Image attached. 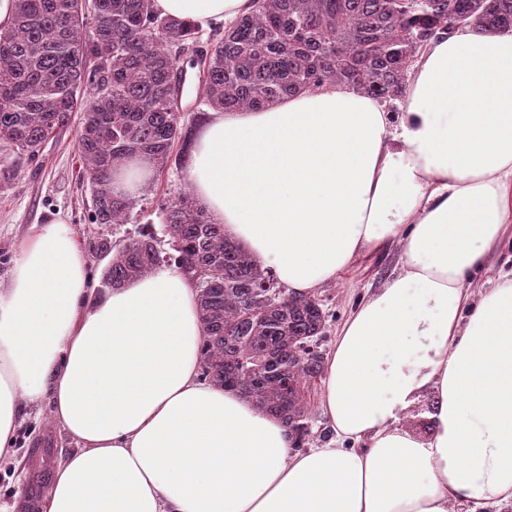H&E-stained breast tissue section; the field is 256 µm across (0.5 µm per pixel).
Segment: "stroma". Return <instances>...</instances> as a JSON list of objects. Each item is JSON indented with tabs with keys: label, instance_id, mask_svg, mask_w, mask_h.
<instances>
[{
	"label": "stroma",
	"instance_id": "1",
	"mask_svg": "<svg viewBox=\"0 0 512 512\" xmlns=\"http://www.w3.org/2000/svg\"><path fill=\"white\" fill-rule=\"evenodd\" d=\"M76 124H69L47 142L38 157L17 163L12 152L0 148V169L17 167L15 177L0 178V281L6 280L22 241L35 226L62 219L77 242L100 232L120 246L140 233H156L158 248L171 247L161 233V206L188 185V165L170 164L154 175L128 224L98 226L90 223V192L83 179L82 163L76 149ZM398 266L397 251L376 252L351 265L332 284L323 287L318 298L326 313V324L318 339L320 352H328L336 332L352 307ZM77 449L75 442L51 416L49 399L23 404L11 452L0 457V512H16L15 505L31 474L53 473Z\"/></svg>",
	"mask_w": 512,
	"mask_h": 512
}]
</instances>
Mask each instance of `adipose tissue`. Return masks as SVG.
<instances>
[{
    "label": "adipose tissue",
    "instance_id": "1",
    "mask_svg": "<svg viewBox=\"0 0 512 512\" xmlns=\"http://www.w3.org/2000/svg\"><path fill=\"white\" fill-rule=\"evenodd\" d=\"M209 30L251 0H153ZM191 191L288 293L391 247L399 268L324 357L332 437L294 451L278 418L202 377L197 294L161 266L95 298L63 220L0 284V455L43 397L78 443L44 512H458L512 503V278L474 288L512 224V34L434 39L402 111L329 85L217 112ZM431 396L434 428L403 424Z\"/></svg>",
    "mask_w": 512,
    "mask_h": 512
}]
</instances>
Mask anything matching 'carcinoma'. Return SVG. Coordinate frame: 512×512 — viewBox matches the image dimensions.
Segmentation results:
<instances>
[{
  "label": "carcinoma",
  "instance_id": "obj_1",
  "mask_svg": "<svg viewBox=\"0 0 512 512\" xmlns=\"http://www.w3.org/2000/svg\"><path fill=\"white\" fill-rule=\"evenodd\" d=\"M512 33V0H259L215 31L161 17L151 0H13L0 25V146L34 159L82 113L77 131L96 224H125L139 200L116 194L112 171L142 157L164 171L176 143L186 149L174 90L180 51L201 55L198 93L213 110L267 108L326 84L352 86L382 102L402 99L422 49L457 23ZM174 262L195 282L203 325L204 374L281 419L296 447L310 436V396L324 371L316 296H291L213 222L190 189L162 209ZM87 251L107 257L103 274L121 288L164 262L151 233L117 250L94 236Z\"/></svg>",
  "mask_w": 512,
  "mask_h": 512
}]
</instances>
